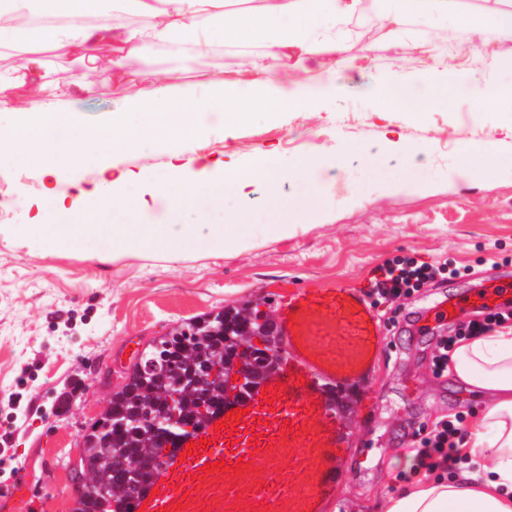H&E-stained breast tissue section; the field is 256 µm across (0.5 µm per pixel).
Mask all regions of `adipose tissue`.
Returning a JSON list of instances; mask_svg holds the SVG:
<instances>
[{"label":"adipose tissue","instance_id":"obj_1","mask_svg":"<svg viewBox=\"0 0 512 512\" xmlns=\"http://www.w3.org/2000/svg\"><path fill=\"white\" fill-rule=\"evenodd\" d=\"M100 18L88 22L83 0H0V45L26 42L47 47L77 49L81 60L106 73L124 70L135 52L147 51L156 41L168 39L206 51L217 42L262 44L266 56H231L225 70L251 77L248 94L236 83L209 87L201 109L220 113L226 135H234L249 116L250 106L276 115L313 101L308 75H299L291 92L278 88V74L268 65L271 57H303L336 52L337 21L353 15L361 0H261L256 14L225 15L222 27L202 25L219 0H98ZM132 11L147 17L142 27L120 21ZM40 15L44 24H30ZM145 85L141 99L124 103L111 121L88 131L72 112L57 109L58 90L42 83L30 97L18 100L0 95V159L34 157L61 167L79 160L96 163L98 145L128 148L154 134L153 119L167 118L166 137L182 140L201 131L190 117L191 103L176 99L165 77L154 71L140 74ZM279 158L261 152L251 159L225 164L222 182H215V166L198 158L197 168L184 174L171 167L168 178L177 186V199L189 204L206 195L231 189L245 196L248 188L280 173ZM134 240L143 243L240 239L238 224H136ZM449 371L469 386L485 393L482 416L470 425L465 444L475 454L477 467L462 480L433 482L385 498L383 512H512V329L462 341L451 353Z\"/></svg>","mask_w":512,"mask_h":512}]
</instances>
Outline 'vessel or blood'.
<instances>
[{
	"instance_id": "vessel-or-blood-1",
	"label": "vessel or blood",
	"mask_w": 512,
	"mask_h": 512,
	"mask_svg": "<svg viewBox=\"0 0 512 512\" xmlns=\"http://www.w3.org/2000/svg\"><path fill=\"white\" fill-rule=\"evenodd\" d=\"M476 301L449 295L404 318L413 332L447 331L479 310H512V274L493 273ZM371 286L296 288L275 316L281 357L274 370L224 403L185 441L172 447L167 469L137 494L134 512H326L357 453V416L372 410L376 362L390 349L392 328L380 316ZM278 389L266 401L261 392ZM243 409L236 431L216 428L224 411ZM222 461L226 472L210 470ZM241 473H233V465Z\"/></svg>"
}]
</instances>
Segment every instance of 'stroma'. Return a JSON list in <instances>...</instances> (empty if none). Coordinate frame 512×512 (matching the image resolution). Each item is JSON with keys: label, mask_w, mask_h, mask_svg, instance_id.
Instances as JSON below:
<instances>
[{"label": "stroma", "mask_w": 512, "mask_h": 512, "mask_svg": "<svg viewBox=\"0 0 512 512\" xmlns=\"http://www.w3.org/2000/svg\"><path fill=\"white\" fill-rule=\"evenodd\" d=\"M386 0H363L362 9L337 23L341 52L314 56L309 66L322 92L313 103L272 117L255 113L234 137L217 116L180 142L149 143L139 150L103 148L98 165L76 162L56 170L29 160L0 161V488H20L22 512H71V480L83 454V436L101 418L140 351L153 338L227 305L250 302L275 313L268 287L286 280L309 288L363 281L372 267L397 255L472 266L479 280L492 262L512 258V175L484 172L461 145L488 135L512 153V115L480 111L468 76L512 92V38L495 21L512 16V0H445L441 11L410 12L397 36L380 16ZM239 46H215L185 70L189 49L155 43L131 61V71L105 85L94 70H77L70 49H47L43 71L60 88L61 108H76L87 129L106 124L122 100L140 96L136 72H165L171 92L198 99V73L220 79L224 60ZM442 79L431 82L432 72ZM466 80H456L457 72ZM81 74L82 86L73 83ZM415 85L393 110L381 105L379 77ZM411 148L405 158L389 143ZM292 164L321 158L314 173L321 209L299 216L289 231L271 226L259 199L269 189L287 196L306 192L292 171L254 187L248 200H199L189 205L155 197L170 166L193 170L194 159L245 161L259 152ZM382 151L371 169L367 152ZM115 179L129 201L109 212L93 204L71 210L78 190ZM243 211L251 222L243 241L216 239L137 244L108 237L72 243L58 239L57 224H220ZM44 226L33 237L28 227ZM400 352L378 363L377 410L341 498L352 512H380L382 498L427 481H398L414 464L411 448L393 440L410 424L473 406L482 395L454 376L435 379L427 367L430 337L403 336Z\"/></svg>", "instance_id": "obj_1"}]
</instances>
